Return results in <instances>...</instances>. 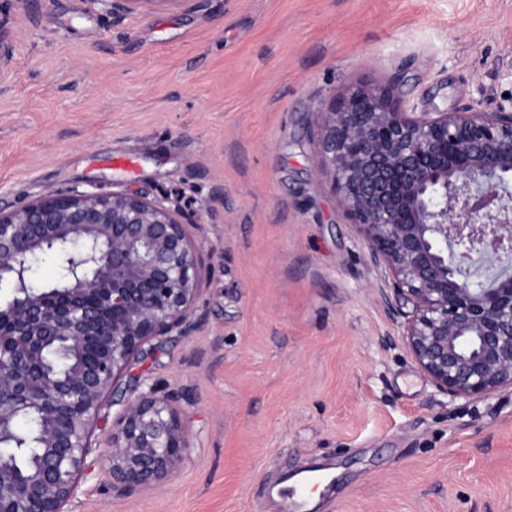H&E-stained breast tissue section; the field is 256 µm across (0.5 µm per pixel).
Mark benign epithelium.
<instances>
[{
    "mask_svg": "<svg viewBox=\"0 0 512 512\" xmlns=\"http://www.w3.org/2000/svg\"><path fill=\"white\" fill-rule=\"evenodd\" d=\"M0 0V69L13 59ZM114 17L201 0H98ZM319 144L337 206L384 272L383 302L409 353L453 399L512 389V97L492 112H408L390 89H358L322 112ZM177 202L138 192L53 190L0 210V446L37 413L21 471L0 456V512H74L95 420L152 339L187 326L203 253ZM56 249L60 288H35L31 260ZM188 448L176 394L126 403L103 454L112 486L155 487Z\"/></svg>",
    "mask_w": 512,
    "mask_h": 512,
    "instance_id": "7a95c632",
    "label": "benign epithelium"
}]
</instances>
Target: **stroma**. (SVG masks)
<instances>
[{
	"label": "stroma",
	"mask_w": 512,
	"mask_h": 512,
	"mask_svg": "<svg viewBox=\"0 0 512 512\" xmlns=\"http://www.w3.org/2000/svg\"><path fill=\"white\" fill-rule=\"evenodd\" d=\"M0 77V209L73 185L178 200L207 254L189 330L145 345L119 393L181 395L188 448L122 494L94 426L75 512H512V390L437 391L387 313L382 271L320 164L322 108L396 87L410 112L512 93V0H208L114 17L15 13Z\"/></svg>",
	"instance_id": "35a3bbf8"
}]
</instances>
